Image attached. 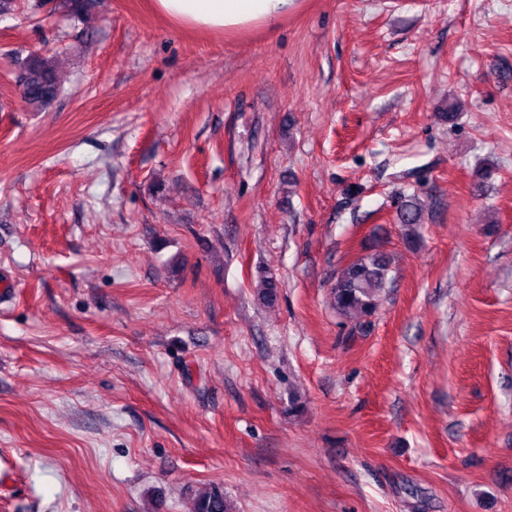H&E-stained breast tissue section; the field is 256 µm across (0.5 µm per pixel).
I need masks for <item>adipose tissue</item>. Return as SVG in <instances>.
<instances>
[{"label": "adipose tissue", "instance_id": "1", "mask_svg": "<svg viewBox=\"0 0 512 512\" xmlns=\"http://www.w3.org/2000/svg\"><path fill=\"white\" fill-rule=\"evenodd\" d=\"M298 4L299 0H150L152 10L176 27L224 34L273 28Z\"/></svg>", "mask_w": 512, "mask_h": 512}]
</instances>
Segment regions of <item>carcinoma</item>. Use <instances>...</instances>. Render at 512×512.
Returning a JSON list of instances; mask_svg holds the SVG:
<instances>
[{"label": "carcinoma", "mask_w": 512, "mask_h": 512, "mask_svg": "<svg viewBox=\"0 0 512 512\" xmlns=\"http://www.w3.org/2000/svg\"><path fill=\"white\" fill-rule=\"evenodd\" d=\"M24 101L36 107L50 103L58 88L54 68L47 58L36 56L29 60L17 77ZM401 223L418 224L421 210L412 199L405 201L400 209ZM390 261L382 252L361 255L352 260L336 276L332 296L336 312L363 325L376 312L382 293L391 283ZM278 294V280L272 274H264L259 281L258 296L268 305L275 304ZM194 512H233L224 490L214 484H207L194 495Z\"/></svg>", "instance_id": "carcinoma-1"}]
</instances>
